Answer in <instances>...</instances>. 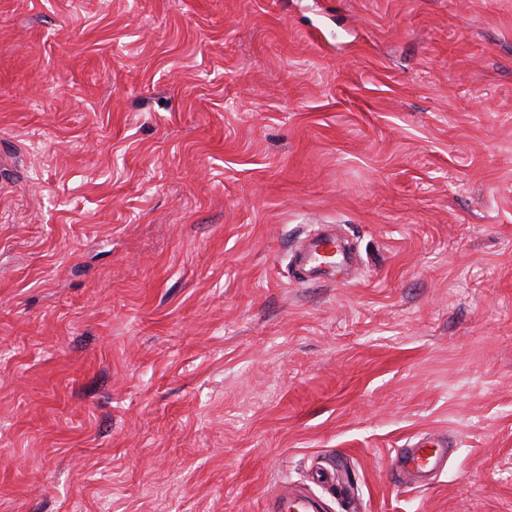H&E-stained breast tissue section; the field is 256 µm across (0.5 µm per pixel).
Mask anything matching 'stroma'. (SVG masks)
Listing matches in <instances>:
<instances>
[{"instance_id":"35a3bbf8","label":"stroma","mask_w":512,"mask_h":512,"mask_svg":"<svg viewBox=\"0 0 512 512\" xmlns=\"http://www.w3.org/2000/svg\"><path fill=\"white\" fill-rule=\"evenodd\" d=\"M285 486L512 512V0H0V512ZM346 259V249L336 234L322 232L310 240L305 253L300 255L293 267L294 279H300L301 266L309 267L308 272L316 277L328 276ZM298 277V278H297ZM448 457V448L430 441L429 445L400 448L393 460V469L399 477L417 475L423 479L438 471Z\"/></svg>"}]
</instances>
